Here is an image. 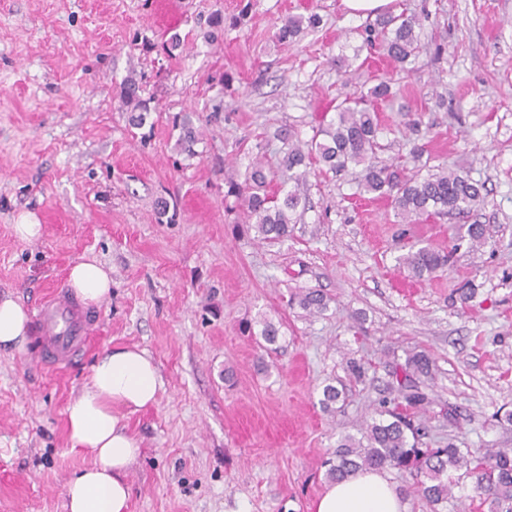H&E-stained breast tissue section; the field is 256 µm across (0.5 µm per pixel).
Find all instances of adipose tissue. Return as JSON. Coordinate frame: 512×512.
Returning a JSON list of instances; mask_svg holds the SVG:
<instances>
[{"instance_id":"1","label":"adipose tissue","mask_w":512,"mask_h":512,"mask_svg":"<svg viewBox=\"0 0 512 512\" xmlns=\"http://www.w3.org/2000/svg\"><path fill=\"white\" fill-rule=\"evenodd\" d=\"M68 286L83 304L98 305L109 297L112 280L97 261H80L69 270ZM28 329L24 306L0 299V348L19 346ZM162 386L156 365L143 349L114 348L96 359L81 394L66 410L72 450L92 458L66 485L69 512H127L125 476L140 448L122 425V414L155 404ZM315 512H407V506L384 474L367 469L329 484Z\"/></svg>"}]
</instances>
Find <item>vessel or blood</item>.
Returning <instances> with one entry per match:
<instances>
[{
	"label": "vessel or blood",
	"mask_w": 512,
	"mask_h": 512,
	"mask_svg": "<svg viewBox=\"0 0 512 512\" xmlns=\"http://www.w3.org/2000/svg\"><path fill=\"white\" fill-rule=\"evenodd\" d=\"M92 321L65 291H57L36 314L34 348L44 365H72L85 349Z\"/></svg>",
	"instance_id": "b4317fda"
}]
</instances>
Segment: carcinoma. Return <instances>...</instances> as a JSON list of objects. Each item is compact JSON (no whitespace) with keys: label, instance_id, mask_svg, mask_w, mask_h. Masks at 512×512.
<instances>
[{"label":"carcinoma","instance_id":"1","mask_svg":"<svg viewBox=\"0 0 512 512\" xmlns=\"http://www.w3.org/2000/svg\"><path fill=\"white\" fill-rule=\"evenodd\" d=\"M320 16L311 14L288 18L275 33L281 43L295 41L306 30L316 29ZM422 24L414 14L388 12L365 29L366 47L380 48L400 69L415 61L422 50ZM139 83L130 78L121 91V102L134 112L131 121L140 127L146 123L148 107L139 95ZM402 88L381 80L358 97L347 95L324 113L318 130L309 141L299 138L297 129L280 128L275 138L281 142L275 162L261 156L246 169L241 182L229 183L225 197L236 199L246 210L249 225L259 240L274 244L294 231V218L302 202L299 186L306 177L310 161L317 160L335 175L350 167H363L360 190L390 201L396 215L407 224L422 217L464 214L483 202L481 187L467 175L441 169L426 175L403 176L399 169L379 160L382 149L377 107L392 104ZM288 174L293 188L281 193L269 191L277 172ZM466 241L473 249L485 244L483 225L468 224L465 231L452 238L450 252ZM449 255L421 246L410 248L398 258L400 264L415 276H429L448 264ZM292 301L310 315H321L329 308L331 298L319 290H302ZM260 338L268 345L279 339V328L270 320L260 321ZM434 359L424 351H407L402 363L390 372L385 395L378 400L377 417L366 424L362 437L345 436L325 465L326 477L339 481L362 469L394 472L397 477H411L416 486L402 485L404 495L415 491L425 500L429 512H466L471 505L454 493V486L468 479L472 483L479 506L489 512H512V448H478L463 451L453 439L439 448L425 447L427 432L414 421V414L430 404L425 392L427 382L434 379ZM346 401L345 385L327 383L322 387L319 404L333 410Z\"/></svg>","mask_w":512,"mask_h":512}]
</instances>
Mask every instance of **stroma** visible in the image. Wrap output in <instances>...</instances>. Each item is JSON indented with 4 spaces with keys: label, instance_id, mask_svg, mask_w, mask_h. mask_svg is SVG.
Masks as SVG:
<instances>
[{
    "label": "stroma",
    "instance_id": "obj_1",
    "mask_svg": "<svg viewBox=\"0 0 512 512\" xmlns=\"http://www.w3.org/2000/svg\"><path fill=\"white\" fill-rule=\"evenodd\" d=\"M389 8L423 20L428 50L402 86L424 123L409 130L407 112L381 105L379 156L421 150L483 184V205L405 224L359 192L357 172L316 163L293 234L266 244L238 233L226 183L257 144L274 154L278 128L313 137L336 104L339 57L362 58V91L391 74L361 47L372 18L342 0H0V299L35 314L84 257L112 278L72 366L48 370L27 344L0 349V512H66L64 487L90 463L71 448L66 408L118 347L146 350L163 381L154 405L122 418L140 447L128 512H313L323 459L361 435L407 350L438 366L420 415L431 446L512 448L498 424L512 412V0ZM312 12L318 29L276 41L285 19ZM166 35L180 39L170 55ZM131 76L149 107L140 129L121 104ZM27 213L44 226L33 242L13 229ZM474 223L487 245L461 247L444 271L399 265ZM302 289L330 296L328 311L289 306ZM263 319L280 328L275 350L239 330ZM350 358L365 362V383H350ZM328 380L350 384L334 412L318 403Z\"/></svg>",
    "mask_w": 512,
    "mask_h": 512
}]
</instances>
